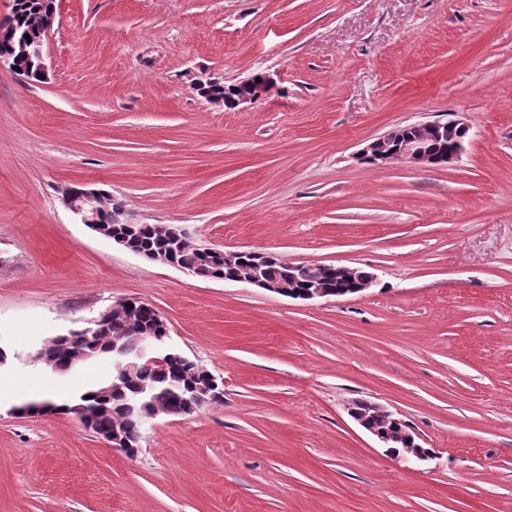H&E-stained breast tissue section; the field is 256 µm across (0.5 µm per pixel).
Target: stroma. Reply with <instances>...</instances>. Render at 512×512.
Returning <instances> with one entry per match:
<instances>
[{"label": "stroma", "mask_w": 512, "mask_h": 512, "mask_svg": "<svg viewBox=\"0 0 512 512\" xmlns=\"http://www.w3.org/2000/svg\"><path fill=\"white\" fill-rule=\"evenodd\" d=\"M42 81L0 66V512H512V0H57ZM269 73L236 109L192 87ZM464 118L460 160L372 164ZM101 188L136 224L368 290L300 301L133 254L63 205ZM119 298L154 307L221 399L156 417L135 458L67 399L112 361L31 360ZM368 400L433 449L388 455ZM359 402L356 401L348 408L349 415L351 418L357 422L363 429H365L367 432H369L371 435L376 437L379 442H381L384 445V448L386 449V452L389 455H392L391 451L388 448H396L393 446L390 441L392 440V437L388 434H384L382 431H380L376 426L383 428V429H391V430H398L394 427V424H392L391 419L396 423L399 424L402 420L400 418L394 417L395 415L388 411L383 409L380 405L370 402H364V405L368 408H374V409H380L382 410L386 415L377 413L375 410H370L367 412V416L369 417V420L371 421L372 425L368 419L363 415L362 411L359 410ZM391 419H390V418ZM400 451L407 452V448H396Z\"/></svg>", "instance_id": "obj_1"}]
</instances>
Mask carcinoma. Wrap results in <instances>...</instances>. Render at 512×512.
Returning a JSON list of instances; mask_svg holds the SVG:
<instances>
[{"label": "carcinoma", "mask_w": 512, "mask_h": 512, "mask_svg": "<svg viewBox=\"0 0 512 512\" xmlns=\"http://www.w3.org/2000/svg\"><path fill=\"white\" fill-rule=\"evenodd\" d=\"M52 0H16L15 24L18 32L37 37L36 21L39 13L51 6ZM405 134L418 140L421 145L437 154L448 153L451 141L448 138H438L426 130L413 126L405 127ZM132 245L143 252L161 251L170 246L165 226L160 224H136L129 232ZM174 260L181 268L201 274L208 279H222L229 275L246 273L250 268L252 256L241 255L236 266L230 268L224 265V258L216 253H207L198 247L191 239L186 238L174 246ZM306 274L301 279V287H317L327 291L348 290L358 287V281L365 270L360 267H348L338 271L331 266L308 265ZM151 313L147 309L125 311L112 315L108 336H97L92 340L84 336H60L43 346V351L59 360L64 365L77 363L82 355L92 349L94 356L112 355V339L117 337L130 345L128 352H136L133 344L136 337L127 334L133 325L148 327ZM209 373L192 361L181 359L172 360L167 368L159 370L152 366H140L133 378L117 389H112V383L95 386V389L80 394L77 405L93 412L92 430L97 435H108L118 428L123 431L127 441L139 445L141 427L138 416L131 413L129 405L143 395L158 396L161 404L177 405L178 397L173 394L175 388L185 391L195 385L204 383Z\"/></svg>", "instance_id": "carcinoma-1"}]
</instances>
